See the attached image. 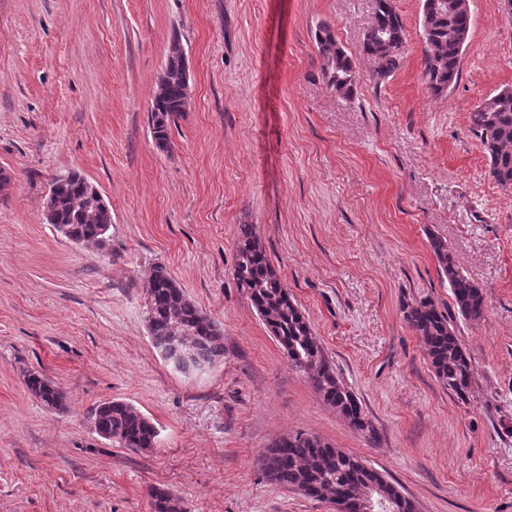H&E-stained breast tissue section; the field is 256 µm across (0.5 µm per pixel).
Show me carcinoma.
Masks as SVG:
<instances>
[{
    "label": "carcinoma",
    "instance_id": "obj_1",
    "mask_svg": "<svg viewBox=\"0 0 512 512\" xmlns=\"http://www.w3.org/2000/svg\"><path fill=\"white\" fill-rule=\"evenodd\" d=\"M471 18L456 0H423V71L433 96L448 93L461 73L460 40L469 33ZM405 38L403 22L393 0H374V19L363 34L362 51L378 62L376 75L384 79L399 66ZM329 87L344 100L354 98L357 77L351 57L337 41L329 25L315 35ZM183 67L179 38L170 42L166 55L168 80L157 85L151 107V132L156 147L171 150L168 129L186 111L189 95L180 79ZM470 130L479 139L488 159L489 175L502 188L512 189V87H504L489 102L470 112ZM51 221L64 226L80 243H104L112 226L111 210L104 199L90 196L88 181L74 171L52 182ZM430 248L448 281L453 307L465 320L482 321L486 302L482 290L456 266L448 244L438 237ZM234 278L246 291L268 331L283 351L288 364L308 375L324 403L336 409L350 428L375 437L356 395L338 377L324 349L288 288L272 267L255 227H238ZM147 326L155 347L169 360H178L186 349L196 360L213 365L224 360L221 326L191 301L163 265L153 269L147 288ZM405 321L421 336L436 380L462 398L472 390L473 364L462 348L451 317L429 298L408 303ZM25 384L33 397L50 411L64 408V396L45 375L29 370ZM94 431H104L110 443L147 450L158 436L155 424L133 405L117 400L102 402L91 413ZM271 482L301 494L333 502L339 495L351 500L350 512H361L356 501L383 498L398 512H415L413 501L381 473L359 458L320 438L297 431L280 438L260 460ZM151 512H185L183 501L168 488L148 491Z\"/></svg>",
    "mask_w": 512,
    "mask_h": 512
}]
</instances>
